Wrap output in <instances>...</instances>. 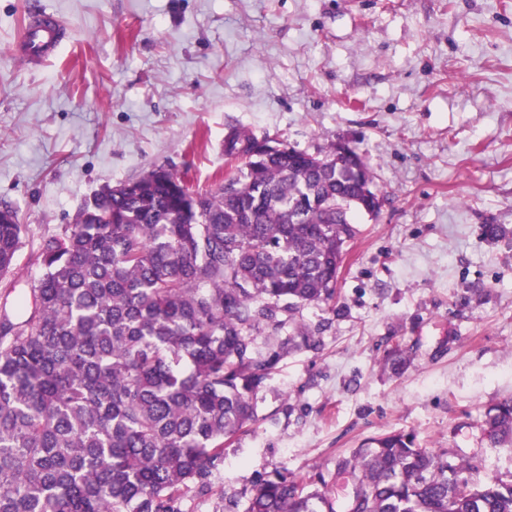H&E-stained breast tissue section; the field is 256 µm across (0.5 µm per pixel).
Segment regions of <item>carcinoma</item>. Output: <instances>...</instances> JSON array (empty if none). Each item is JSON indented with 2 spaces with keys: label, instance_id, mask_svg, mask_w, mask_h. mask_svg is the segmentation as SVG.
Wrapping results in <instances>:
<instances>
[{
  "label": "carcinoma",
  "instance_id": "obj_1",
  "mask_svg": "<svg viewBox=\"0 0 512 512\" xmlns=\"http://www.w3.org/2000/svg\"><path fill=\"white\" fill-rule=\"evenodd\" d=\"M234 127L229 186L195 191L163 167L106 190L42 239V272L0 304V512H182L213 491L224 443L258 421L255 399L296 338L260 346L336 283L373 209V174L338 143L275 150L253 162ZM26 232L0 203V276ZM495 447H512V397L486 408ZM421 448L412 432L364 441L336 463L342 499L321 474L275 473L247 494L218 490L224 512H512V477L477 476L483 459Z\"/></svg>",
  "mask_w": 512,
  "mask_h": 512
}]
</instances>
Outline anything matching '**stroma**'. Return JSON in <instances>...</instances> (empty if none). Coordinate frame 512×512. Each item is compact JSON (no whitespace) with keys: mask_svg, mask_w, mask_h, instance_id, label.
Segmentation results:
<instances>
[{"mask_svg":"<svg viewBox=\"0 0 512 512\" xmlns=\"http://www.w3.org/2000/svg\"><path fill=\"white\" fill-rule=\"evenodd\" d=\"M39 9L69 37L33 67L14 42ZM234 127L347 142L384 204L357 214L335 306L300 313L315 347L282 354L215 487L280 470L337 495V459L393 430L512 475L481 427L512 396V236L481 233L512 229V0H0V202L27 227L0 302L103 186L155 167L223 184Z\"/></svg>","mask_w":512,"mask_h":512,"instance_id":"1","label":"stroma"}]
</instances>
